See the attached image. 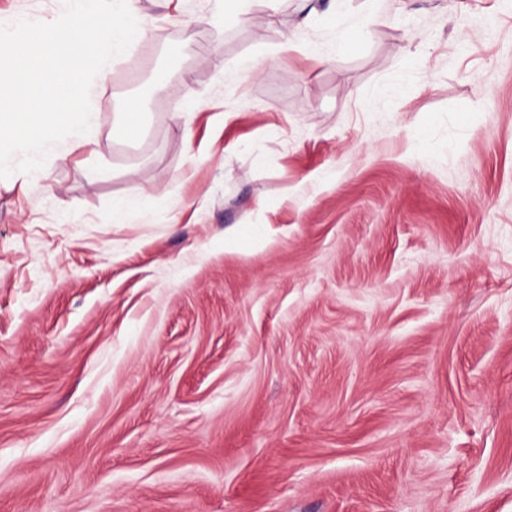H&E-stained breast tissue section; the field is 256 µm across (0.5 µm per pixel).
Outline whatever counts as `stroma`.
Instances as JSON below:
<instances>
[{"label": "stroma", "instance_id": "1", "mask_svg": "<svg viewBox=\"0 0 512 512\" xmlns=\"http://www.w3.org/2000/svg\"><path fill=\"white\" fill-rule=\"evenodd\" d=\"M302 5L139 0L0 179V512H512V0Z\"/></svg>", "mask_w": 512, "mask_h": 512}]
</instances>
